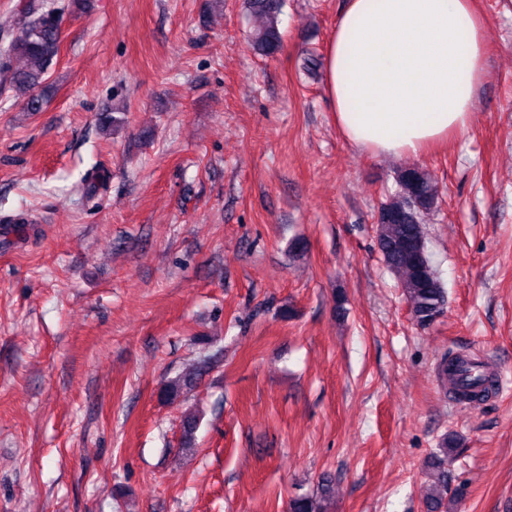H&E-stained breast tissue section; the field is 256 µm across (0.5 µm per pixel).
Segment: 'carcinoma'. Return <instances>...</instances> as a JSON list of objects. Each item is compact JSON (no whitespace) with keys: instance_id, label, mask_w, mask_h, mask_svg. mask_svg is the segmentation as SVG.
<instances>
[{"instance_id":"obj_1","label":"carcinoma","mask_w":512,"mask_h":512,"mask_svg":"<svg viewBox=\"0 0 512 512\" xmlns=\"http://www.w3.org/2000/svg\"><path fill=\"white\" fill-rule=\"evenodd\" d=\"M251 10L264 17V25L252 35L255 49L263 56L274 55L281 46L278 17L283 0H249ZM61 11L57 8L28 3L20 10L21 32L0 44V83L22 96L29 112H38L43 97L37 93L49 70L56 63L61 42ZM398 191L385 203L378 216V244L389 270L401 284L416 322L421 326L434 323L445 311L447 296L431 264L423 217L432 213L439 199V187L432 176L419 167L397 170ZM206 355L197 370L170 380L164 388L168 399L193 386L210 364ZM438 374L451 381L456 394L469 402L482 401L486 389V366L468 355L456 354L442 359ZM199 419L187 416L182 422V441L187 449L195 444ZM456 439L445 436L431 463V488L424 496L425 512H447L443 493L448 486V450ZM289 512H322L316 498L301 495L293 498Z\"/></svg>"}]
</instances>
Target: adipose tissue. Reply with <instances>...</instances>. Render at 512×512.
Returning <instances> with one entry per match:
<instances>
[{
    "label": "adipose tissue",
    "mask_w": 512,
    "mask_h": 512,
    "mask_svg": "<svg viewBox=\"0 0 512 512\" xmlns=\"http://www.w3.org/2000/svg\"><path fill=\"white\" fill-rule=\"evenodd\" d=\"M473 0H346L325 52L336 125L374 156H412L471 124L487 76Z\"/></svg>",
    "instance_id": "1"
}]
</instances>
